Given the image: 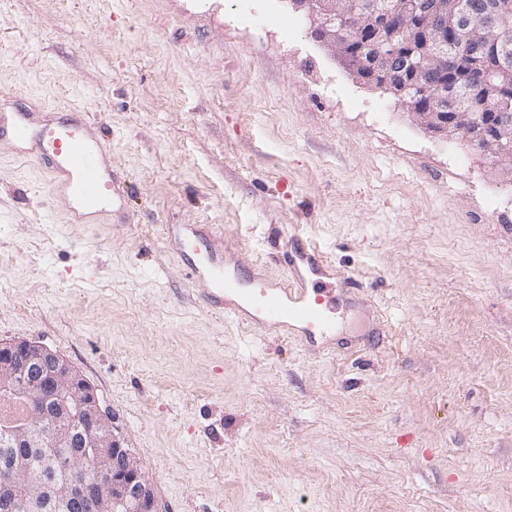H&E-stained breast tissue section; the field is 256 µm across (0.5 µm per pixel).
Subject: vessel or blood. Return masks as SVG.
<instances>
[{
    "mask_svg": "<svg viewBox=\"0 0 512 512\" xmlns=\"http://www.w3.org/2000/svg\"><path fill=\"white\" fill-rule=\"evenodd\" d=\"M24 143L23 157L46 174L56 196H64L71 224H105L116 204L126 197V177L112 165V144L96 134L87 113L34 126L30 113L0 114V142ZM177 255L198 283L200 304L271 335L299 341L335 338L343 295L361 292L355 278L333 285L329 265L315 247L300 242L284 251L281 275L243 272L233 248L211 225L165 227Z\"/></svg>",
    "mask_w": 512,
    "mask_h": 512,
    "instance_id": "vessel-or-blood-1",
    "label": "vessel or blood"
}]
</instances>
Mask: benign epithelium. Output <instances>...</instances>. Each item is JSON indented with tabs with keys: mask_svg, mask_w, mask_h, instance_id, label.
<instances>
[{
	"mask_svg": "<svg viewBox=\"0 0 512 512\" xmlns=\"http://www.w3.org/2000/svg\"><path fill=\"white\" fill-rule=\"evenodd\" d=\"M303 8L311 33L356 81L401 100L423 96L413 121L444 137L456 135L512 175V83L484 95L512 59V25L500 5L473 0H289ZM496 38V61L480 64V35ZM40 373L49 386H24ZM24 406L22 418L0 415V438L21 448L0 469V491L14 512H72L84 501L108 512H157L149 480L114 434L96 393L55 352L24 341L0 343V391ZM73 463L65 478L57 453ZM103 460L97 481L84 477L87 456Z\"/></svg>",
	"mask_w": 512,
	"mask_h": 512,
	"instance_id": "7a95c632",
	"label": "benign epithelium"
}]
</instances>
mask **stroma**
I'll return each mask as SVG.
<instances>
[{"label": "stroma", "mask_w": 512, "mask_h": 512, "mask_svg": "<svg viewBox=\"0 0 512 512\" xmlns=\"http://www.w3.org/2000/svg\"><path fill=\"white\" fill-rule=\"evenodd\" d=\"M89 113L129 219L67 223L0 144V342L66 360L157 512H512V175L359 84L278 0H0V101ZM246 272L301 237L363 286L340 345L208 312L164 244Z\"/></svg>", "instance_id": "1"}]
</instances>
